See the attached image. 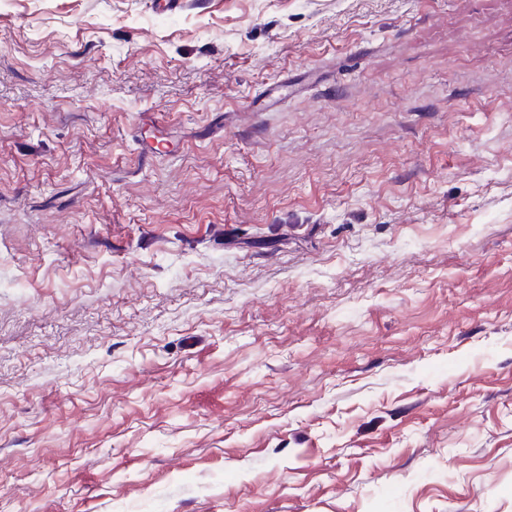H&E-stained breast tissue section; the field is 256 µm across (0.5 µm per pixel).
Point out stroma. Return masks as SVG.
Returning a JSON list of instances; mask_svg holds the SVG:
<instances>
[{"label": "stroma", "instance_id": "1", "mask_svg": "<svg viewBox=\"0 0 512 512\" xmlns=\"http://www.w3.org/2000/svg\"><path fill=\"white\" fill-rule=\"evenodd\" d=\"M0 512H512V0H0Z\"/></svg>", "mask_w": 512, "mask_h": 512}]
</instances>
